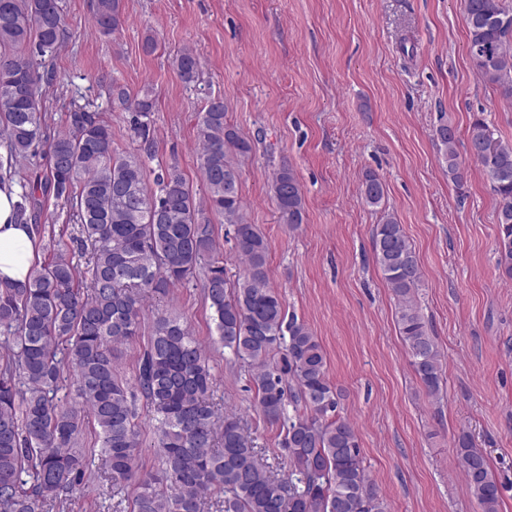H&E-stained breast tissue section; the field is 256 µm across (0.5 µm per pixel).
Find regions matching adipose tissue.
<instances>
[{
    "instance_id": "obj_1",
    "label": "adipose tissue",
    "mask_w": 512,
    "mask_h": 512,
    "mask_svg": "<svg viewBox=\"0 0 512 512\" xmlns=\"http://www.w3.org/2000/svg\"><path fill=\"white\" fill-rule=\"evenodd\" d=\"M16 203L12 189L0 186V282L20 286L28 280L36 240L31 225L17 219Z\"/></svg>"
}]
</instances>
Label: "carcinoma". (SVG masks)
I'll return each instance as SVG.
<instances>
[{
  "instance_id": "1",
  "label": "carcinoma",
  "mask_w": 512,
  "mask_h": 512,
  "mask_svg": "<svg viewBox=\"0 0 512 512\" xmlns=\"http://www.w3.org/2000/svg\"><path fill=\"white\" fill-rule=\"evenodd\" d=\"M468 55L476 75L512 97V9L503 0H464ZM97 31L109 36L123 22L122 0H94ZM64 36L59 0H0V127L6 163L33 154L45 137L43 106L53 80L45 57ZM175 68L195 84L200 62L191 51ZM112 104L134 113L140 150L149 155L155 99L112 86ZM200 170L206 186L196 201L177 166L154 176L138 154L120 155L112 129L92 112L67 115L66 128L48 145L47 172L19 178L16 214L36 221L42 200L62 199L76 225L72 242L87 257L82 273L60 244L31 269L22 288L0 290V512H40L85 494L91 478L117 489L135 481L130 512H202L206 494L224 495L223 512H386L367 476L356 428L340 414L341 393L328 378L326 353L309 327L288 314L270 287L269 245L249 223L238 161L252 143L227 120L224 99L211 97L197 116ZM445 172L465 180L456 130L440 125ZM469 159L490 179L498 197L499 266L512 279V144L487 122L467 130ZM271 192L280 219L303 223L305 201L293 169L273 171ZM385 185L363 175L361 201L377 207ZM212 211L233 226L246 267L231 283L216 256ZM376 265L397 300L396 323L410 365L431 397L443 385L441 353L413 301L422 281L415 249L403 225L388 214L372 231ZM203 273L215 331L233 358L250 367L255 402L266 420L282 425L288 476L261 460L241 419L217 424L209 359L177 318L154 325L138 360L136 386L116 366L115 345L140 335L145 298L166 294ZM67 389L65 398L57 394ZM155 412L162 466L139 472V425L134 402ZM98 428L104 467L90 469L93 449L80 447L85 419ZM457 455L481 512H500V494L487 457L469 435Z\"/></svg>"
}]
</instances>
